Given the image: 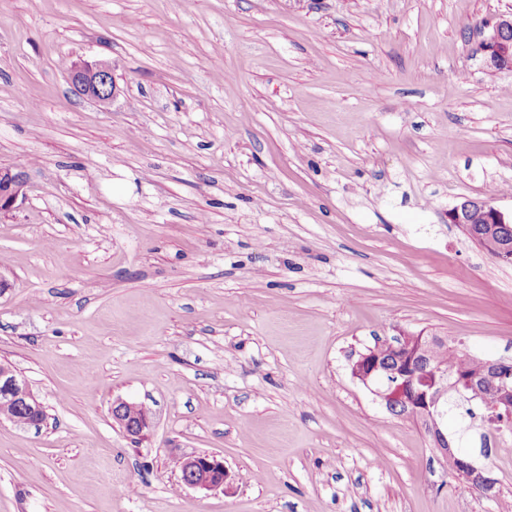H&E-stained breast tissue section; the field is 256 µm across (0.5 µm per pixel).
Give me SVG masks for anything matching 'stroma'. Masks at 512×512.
<instances>
[{
    "mask_svg": "<svg viewBox=\"0 0 512 512\" xmlns=\"http://www.w3.org/2000/svg\"><path fill=\"white\" fill-rule=\"evenodd\" d=\"M512 0H0V512H512L350 364L404 332L512 358V266L448 221L512 210ZM106 60L112 103L71 62ZM93 376H85V367ZM122 398L152 428L132 443ZM207 453L224 489L178 485ZM129 485L133 495L116 494ZM489 29L484 40L486 63L492 67H498L502 59L512 60V14L500 16L495 21L489 22ZM511 35V38H509ZM29 174L24 169L0 166V213L11 212L18 199L26 196ZM43 403L32 391L28 381L19 375L10 364L0 363V421L15 424L14 413L24 409L29 414L31 426H40ZM112 420L129 439L137 441L150 427V411L141 404L117 399L112 403Z\"/></svg>",
    "mask_w": 512,
    "mask_h": 512,
    "instance_id": "1",
    "label": "stroma"
}]
</instances>
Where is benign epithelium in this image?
Segmentation results:
<instances>
[{"instance_id": "benign-epithelium-1", "label": "benign epithelium", "mask_w": 512, "mask_h": 512, "mask_svg": "<svg viewBox=\"0 0 512 512\" xmlns=\"http://www.w3.org/2000/svg\"><path fill=\"white\" fill-rule=\"evenodd\" d=\"M488 35L484 40L486 63L492 67L501 60H512V15L500 16L487 24ZM69 80L75 91L85 98L107 104L115 96L116 85L112 66L102 60L78 61L71 64ZM29 184L27 171L0 166V213L12 211L18 199L26 196ZM448 220L468 229L472 224H483L487 231L475 235L473 240L492 257L512 263V213H506L488 199H467L448 210ZM437 342L434 336L408 335L392 345L396 362L389 365L382 361L378 349L372 348L359 355L351 366V374L380 401L392 415L416 420L439 447L441 459L453 457L455 470L470 486L487 497L496 494L497 480L491 472L472 455L462 456L448 441V426L445 414L439 409L441 397L448 392V383L453 376L444 369L435 370L430 399L420 400L414 390L415 381L422 377L429 353ZM493 373L486 387L495 392V409L512 413V386L497 383L498 374L512 372V360L495 358L487 360ZM383 373L402 378V383L393 391H384L379 383ZM43 403L32 391L28 381L19 375L10 364L0 363V421L15 422L14 413L24 409L29 414L28 424L42 423ZM112 420L125 435L137 441L145 436L150 427V411L143 405L117 399L112 403ZM179 482L182 486L213 491L228 484L229 473L224 461L208 454H192L178 457Z\"/></svg>"}]
</instances>
